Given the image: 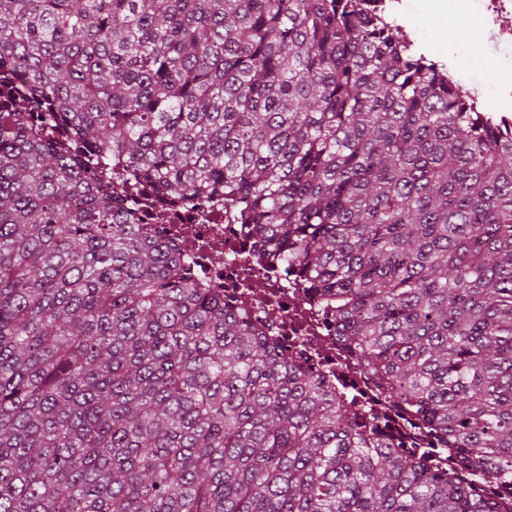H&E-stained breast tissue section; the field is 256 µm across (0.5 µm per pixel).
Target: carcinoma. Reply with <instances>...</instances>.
Masks as SVG:
<instances>
[{
  "label": "carcinoma",
  "mask_w": 512,
  "mask_h": 512,
  "mask_svg": "<svg viewBox=\"0 0 512 512\" xmlns=\"http://www.w3.org/2000/svg\"><path fill=\"white\" fill-rule=\"evenodd\" d=\"M370 0H0V512H503L512 126ZM214 196L336 304L389 447L196 286Z\"/></svg>",
  "instance_id": "1"
}]
</instances>
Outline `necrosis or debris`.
<instances>
[{
    "label": "necrosis or debris",
    "mask_w": 512,
    "mask_h": 512,
    "mask_svg": "<svg viewBox=\"0 0 512 512\" xmlns=\"http://www.w3.org/2000/svg\"><path fill=\"white\" fill-rule=\"evenodd\" d=\"M485 21L497 28L505 89L498 98L512 118V0H477ZM143 223L167 237L178 238L181 259L195 274L198 287L223 292L225 301L284 354L320 375L337 397L355 393V412L383 403L370 371L337 340L334 313L308 292L294 270L260 260H244L248 248L242 225L232 223L223 202L210 205L206 214L178 209L157 201L139 205Z\"/></svg>",
    "instance_id": "necrosis-or-debris-1"
}]
</instances>
